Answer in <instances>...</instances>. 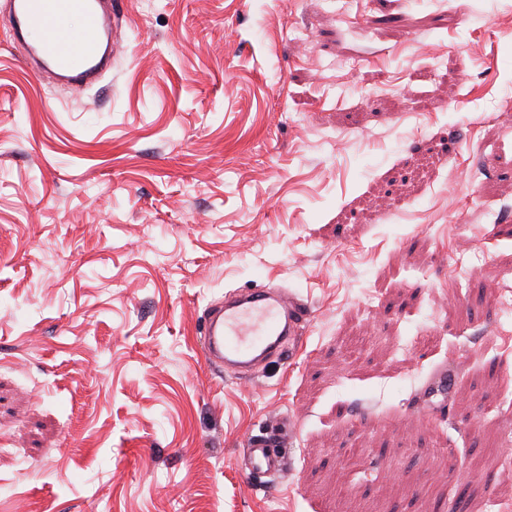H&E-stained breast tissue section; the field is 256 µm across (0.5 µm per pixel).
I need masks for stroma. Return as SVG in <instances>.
<instances>
[{
  "label": "stroma",
  "instance_id": "obj_1",
  "mask_svg": "<svg viewBox=\"0 0 512 512\" xmlns=\"http://www.w3.org/2000/svg\"><path fill=\"white\" fill-rule=\"evenodd\" d=\"M122 3L84 90L0 26V512H512V0ZM256 286L310 316L249 382L199 328ZM291 442V433H287L279 424L272 425L266 433L251 435L243 448L248 478H276L285 474L291 460L287 452Z\"/></svg>",
  "mask_w": 512,
  "mask_h": 512
}]
</instances>
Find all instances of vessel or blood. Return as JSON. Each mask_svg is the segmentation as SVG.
I'll return each mask as SVG.
<instances>
[{"label":"vessel or blood","instance_id":"b4317fda","mask_svg":"<svg viewBox=\"0 0 512 512\" xmlns=\"http://www.w3.org/2000/svg\"><path fill=\"white\" fill-rule=\"evenodd\" d=\"M82 17L81 29L61 16ZM9 23L18 38L32 36L27 54L34 72L51 71L77 85L93 86L110 54L121 48L118 26L106 25L98 0H12ZM308 316L303 301L284 288L238 289L211 305L202 322L201 351L214 369L239 380L294 344ZM290 433L279 425L250 436L243 450L248 478H276L288 470Z\"/></svg>","mask_w":512,"mask_h":512}]
</instances>
